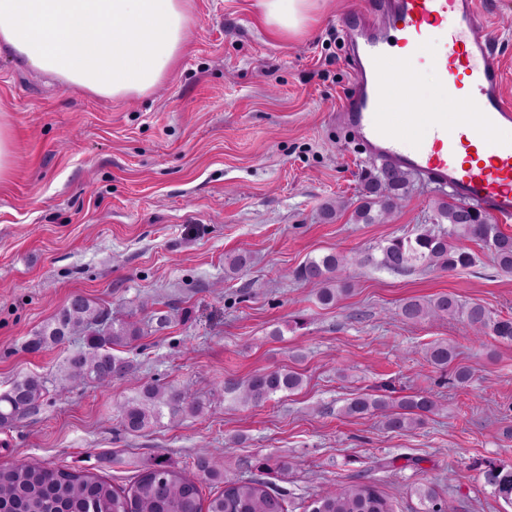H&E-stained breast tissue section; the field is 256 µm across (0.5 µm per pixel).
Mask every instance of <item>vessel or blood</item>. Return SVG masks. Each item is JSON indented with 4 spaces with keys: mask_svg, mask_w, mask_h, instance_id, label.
Returning a JSON list of instances; mask_svg holds the SVG:
<instances>
[{
    "mask_svg": "<svg viewBox=\"0 0 512 512\" xmlns=\"http://www.w3.org/2000/svg\"><path fill=\"white\" fill-rule=\"evenodd\" d=\"M346 33L354 92L338 120L381 163L417 172L492 218L511 219L512 139L495 132L512 125V98L479 0H381L369 15L348 21ZM397 46L433 47L437 81L455 85L459 95L402 121L386 112L385 102L406 98L414 82L393 53ZM422 121L432 138L409 151L406 126Z\"/></svg>",
    "mask_w": 512,
    "mask_h": 512,
    "instance_id": "obj_1",
    "label": "vessel or blood"
}]
</instances>
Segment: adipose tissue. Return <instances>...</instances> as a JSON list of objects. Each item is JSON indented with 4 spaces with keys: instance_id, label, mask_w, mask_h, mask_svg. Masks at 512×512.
Instances as JSON below:
<instances>
[{
    "instance_id": "adipose-tissue-1",
    "label": "adipose tissue",
    "mask_w": 512,
    "mask_h": 512,
    "mask_svg": "<svg viewBox=\"0 0 512 512\" xmlns=\"http://www.w3.org/2000/svg\"><path fill=\"white\" fill-rule=\"evenodd\" d=\"M268 29L301 34L322 0H259ZM187 0H0V51L63 86L107 99L146 95L185 49Z\"/></svg>"
}]
</instances>
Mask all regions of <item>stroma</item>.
I'll list each match as a JSON object with an SVG mask.
<instances>
[{
    "instance_id": "stroma-1",
    "label": "stroma",
    "mask_w": 512,
    "mask_h": 512,
    "mask_svg": "<svg viewBox=\"0 0 512 512\" xmlns=\"http://www.w3.org/2000/svg\"><path fill=\"white\" fill-rule=\"evenodd\" d=\"M374 0H328L302 35L264 26L258 0H188L184 56L153 92L101 99L0 52V112L14 144L0 182V390L40 376L37 412L0 429V466L22 459L90 472L126 488L144 465L191 469L210 454L226 477L282 457L265 471L310 512L322 490L370 478L393 512H419L432 487L452 512H512L485 486L488 462L512 464V344L477 337L459 318L409 323L408 299L456 295L512 317V273L478 255L455 272L396 273L360 258L377 243L430 222L440 194L423 182L385 222L351 214L368 163L333 116L352 91L342 20ZM512 96V0H483ZM344 208L324 219L321 207ZM247 250L242 274L225 259ZM340 252L347 295L322 306L293 272ZM136 322L141 336L115 355L134 374L111 386L69 384L62 369L80 337L39 351L28 342L70 297ZM447 341L472 380L426 358ZM283 368L301 389L260 405L226 382ZM145 383L204 400L199 417H163L144 433L118 424ZM392 387L438 403L423 426L393 433L381 415L344 412L360 393Z\"/></svg>"
}]
</instances>
